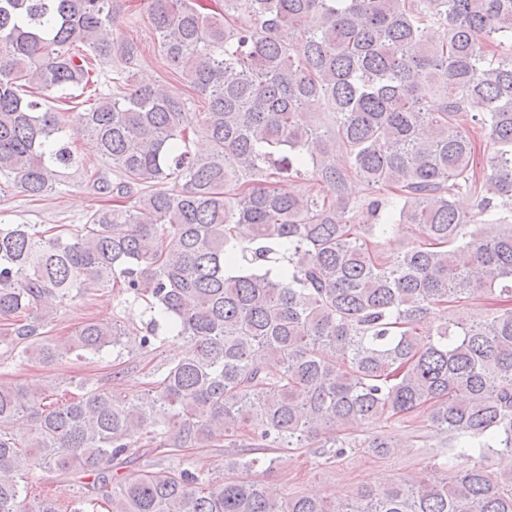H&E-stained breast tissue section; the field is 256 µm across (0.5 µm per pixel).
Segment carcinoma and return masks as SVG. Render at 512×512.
I'll use <instances>...</instances> for the list:
<instances>
[{
  "mask_svg": "<svg viewBox=\"0 0 512 512\" xmlns=\"http://www.w3.org/2000/svg\"><path fill=\"white\" fill-rule=\"evenodd\" d=\"M125 2L0 0V174L47 197L87 137L115 175L84 224H0V335L21 365L107 352L112 384L133 363L146 379L126 399L74 378L53 404L1 377L0 512H61L34 469L78 479L69 512H512V0H148L202 112L132 82ZM117 61L89 108L49 106ZM467 115L496 146L480 170ZM355 178L392 196L384 222L354 223ZM396 224L419 242L381 250ZM108 286L123 310L48 337L53 301ZM474 302L479 319L428 320ZM162 329L188 350L153 366ZM421 414L445 435L421 475L344 502L252 480L282 450L386 457L402 437L358 428ZM220 445L223 479L181 466Z\"/></svg>",
  "mask_w": 512,
  "mask_h": 512,
  "instance_id": "carcinoma-1",
  "label": "carcinoma"
}]
</instances>
